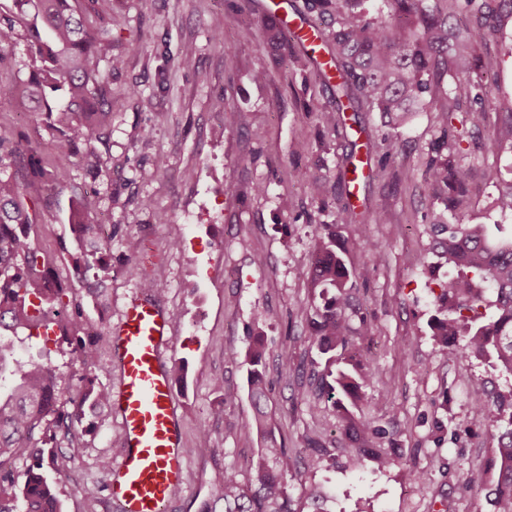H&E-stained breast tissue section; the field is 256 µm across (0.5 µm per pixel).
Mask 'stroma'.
<instances>
[{
    "mask_svg": "<svg viewBox=\"0 0 512 512\" xmlns=\"http://www.w3.org/2000/svg\"><path fill=\"white\" fill-rule=\"evenodd\" d=\"M98 7L119 24L112 30L108 121L93 154L55 155L45 147L49 130L14 104H0V139L9 146L23 138L43 142L47 165L68 174L64 187L47 191L36 183L26 195L39 211L35 242L51 255L55 278L81 298L84 317L110 333L141 294L129 273L128 239L139 242L163 288L156 302L175 328L168 365L179 383L188 465L167 512H201L225 471L245 472L263 446V438L239 436L252 415L242 361L255 336L266 344L268 432L288 452L295 507L305 508L319 489L330 512H493L488 489L466 484L495 446L492 426L470 420L469 382L481 378L488 391L505 392L512 376L476 357H449L432 337L439 284L448 277L447 266L424 264L436 244L432 215L443 208L426 174L439 113L425 107L401 128L379 112H345L338 125L324 123L330 93L314 62L299 46L274 39L249 0H100ZM218 33L223 43L215 42ZM476 53L497 95L511 98L512 59L500 42L478 41ZM355 140L388 153L386 167L352 177L346 158ZM482 146L470 138L461 144L458 162L473 176L456 217L512 226V217L492 208L495 182L512 180V153L490 155ZM98 161L110 178L94 176ZM301 171L322 184L321 195L298 179ZM350 178L354 186L345 187ZM259 185L264 193H256ZM86 195L108 227L112 276L101 282L78 276L72 265L70 214ZM349 207L390 215L365 226L376 254L354 251L347 259L359 274L355 296L371 327L376 370L359 413L390 430L388 445L401 458L386 470L354 460L335 410L318 396V356L308 340L305 309L320 300L311 277L314 229L344 223ZM187 213L195 218L188 227ZM15 346L23 358H51L61 375L60 401L82 396L85 372L64 334L46 344L22 333ZM228 393L233 401H225ZM310 436L328 450L316 466L306 448ZM120 441L111 412L85 405L43 469L58 483L61 512H116L103 494L109 474L101 462L116 461ZM407 467L428 473V483L406 481Z\"/></svg>",
    "mask_w": 512,
    "mask_h": 512,
    "instance_id": "stroma-1",
    "label": "stroma"
}]
</instances>
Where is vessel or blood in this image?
<instances>
[{
    "label": "vessel or blood",
    "instance_id": "vessel-or-blood-1",
    "mask_svg": "<svg viewBox=\"0 0 512 512\" xmlns=\"http://www.w3.org/2000/svg\"><path fill=\"white\" fill-rule=\"evenodd\" d=\"M266 12L295 44H320V31L289 13L288 0H267ZM111 344L120 374L112 412L123 452L107 482L109 497L118 512H165L184 485L185 470L176 384L164 365L174 347L170 320L155 301L138 296L113 325Z\"/></svg>",
    "mask_w": 512,
    "mask_h": 512
}]
</instances>
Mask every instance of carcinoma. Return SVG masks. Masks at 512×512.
Instances as JSON below:
<instances>
[{
  "instance_id": "1",
  "label": "carcinoma",
  "mask_w": 512,
  "mask_h": 512,
  "mask_svg": "<svg viewBox=\"0 0 512 512\" xmlns=\"http://www.w3.org/2000/svg\"><path fill=\"white\" fill-rule=\"evenodd\" d=\"M453 2L465 16L454 23V14L444 5ZM369 0H305L301 17L315 16L327 29L324 46L336 71V81L327 85L334 111L323 115L336 124L338 112H382L396 126L405 124L410 113L431 96L434 110L442 115L443 136L432 144L436 154L428 164L433 187L448 189L445 210L454 212L465 196L469 170L454 154L461 152L460 139H448L454 115L465 114L476 130L486 122L487 112L505 114L485 151L512 149V100L503 103L491 84L479 76L472 64L475 38L495 36L512 25V0H382L386 13L369 16ZM14 9L0 11V52L11 46L19 29L27 31L32 70L23 83L0 79V102L28 106L54 131L51 150L62 156L80 148L93 150L105 125L103 109L109 91V74L100 63L112 59V27L98 10V0H13ZM34 148L17 144L12 153L27 155L26 177L65 184V175L34 162ZM25 183L14 176H0V512H59L56 484L43 473L46 461L55 457L57 434L69 435L88 401L96 407L111 405L110 390L89 377L82 399L66 408L58 403L59 373L50 362L25 361L18 357L13 337L41 323L60 332H79L71 341L74 358L90 370H108L98 363V345L106 341L96 323L83 318L81 302L69 289L54 286L49 259L36 247L38 223L35 203L23 202ZM502 214L512 215V186L494 198ZM93 199L79 202L72 231L82 240L96 238ZM446 236L435 252L438 263L450 268L437 298L433 323L434 341L448 355H470L494 360L512 375V236L492 238L484 224L438 223ZM376 252L375 245L359 230L347 240L334 224L316 229L315 287L322 289L323 302L311 308V345L324 360L318 377V392L331 403L340 427L359 457H367L377 468L398 463L394 453L375 450L388 432L358 417L354 409L375 375L373 365L362 361V342L371 335L365 317L354 303L356 272L347 267V246ZM106 254L90 258L82 251L73 258L78 274L97 269L111 273L104 264ZM130 270L141 279L144 291L160 292L156 281L136 262ZM358 319V327L351 321ZM266 346L257 339L247 359V390L255 408L241 427L245 437L264 428L262 401L266 398L264 371ZM479 396L471 421L496 427L497 448L488 468L471 472L467 485H487L492 469L497 479L491 494L494 512H512V389L491 400L485 382H471ZM17 458L32 461L18 479L3 470ZM249 477L235 470L224 474L203 512H292L285 475L288 454L270 443L250 461Z\"/></svg>"
}]
</instances>
